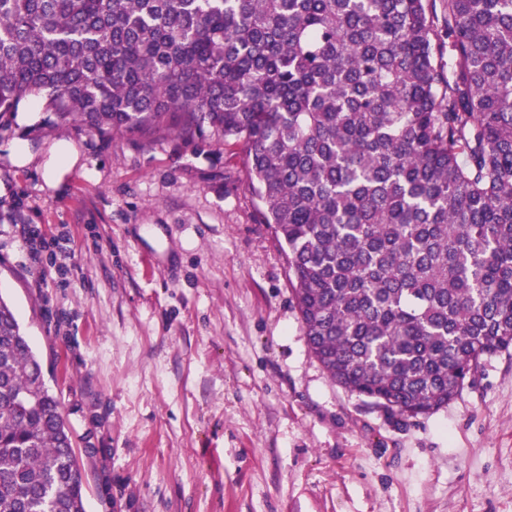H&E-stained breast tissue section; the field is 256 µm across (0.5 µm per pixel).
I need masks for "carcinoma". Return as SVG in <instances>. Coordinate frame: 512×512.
I'll use <instances>...</instances> for the list:
<instances>
[{
    "mask_svg": "<svg viewBox=\"0 0 512 512\" xmlns=\"http://www.w3.org/2000/svg\"><path fill=\"white\" fill-rule=\"evenodd\" d=\"M28 98L239 147L310 352L391 415L512 349V0H0V127ZM38 361L0 297V512H86Z\"/></svg>",
    "mask_w": 512,
    "mask_h": 512,
    "instance_id": "obj_1",
    "label": "carcinoma"
}]
</instances>
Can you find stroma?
<instances>
[{
  "label": "stroma",
  "mask_w": 512,
  "mask_h": 512,
  "mask_svg": "<svg viewBox=\"0 0 512 512\" xmlns=\"http://www.w3.org/2000/svg\"><path fill=\"white\" fill-rule=\"evenodd\" d=\"M75 166H46L57 142ZM240 149L0 128V296L73 435L87 512H512V353L398 421L311 356ZM39 235L26 240L22 225Z\"/></svg>",
  "instance_id": "stroma-1"
}]
</instances>
